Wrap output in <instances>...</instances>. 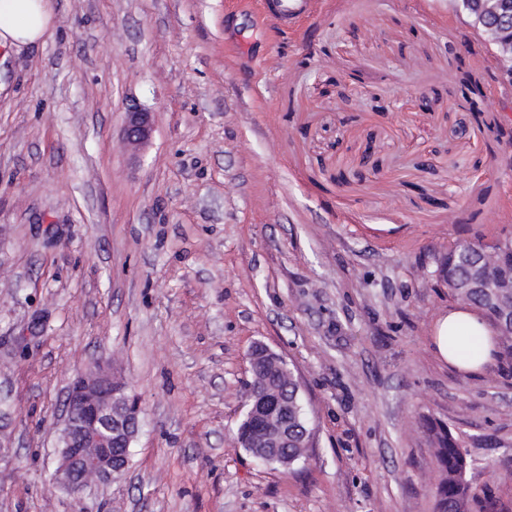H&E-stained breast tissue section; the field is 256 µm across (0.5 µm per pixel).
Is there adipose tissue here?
<instances>
[{"instance_id": "1", "label": "adipose tissue", "mask_w": 512, "mask_h": 512, "mask_svg": "<svg viewBox=\"0 0 512 512\" xmlns=\"http://www.w3.org/2000/svg\"><path fill=\"white\" fill-rule=\"evenodd\" d=\"M52 19L48 0H0V46L21 47L47 34ZM496 331L476 309L454 307L435 321L432 345L436 355L465 373L492 363Z\"/></svg>"}]
</instances>
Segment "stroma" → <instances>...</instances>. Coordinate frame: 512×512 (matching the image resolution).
Returning <instances> with one entry per match:
<instances>
[{"mask_svg":"<svg viewBox=\"0 0 512 512\" xmlns=\"http://www.w3.org/2000/svg\"><path fill=\"white\" fill-rule=\"evenodd\" d=\"M51 6L0 47V512H435L439 424L471 512H512V364L431 343L449 247L512 237V88L457 0ZM259 343L315 433L287 471L236 440ZM101 362L140 427L76 497L58 437ZM154 131L153 113L145 109H134L126 113L124 135L129 145H139L148 141Z\"/></svg>","mask_w":512,"mask_h":512,"instance_id":"35a3bbf8","label":"stroma"}]
</instances>
